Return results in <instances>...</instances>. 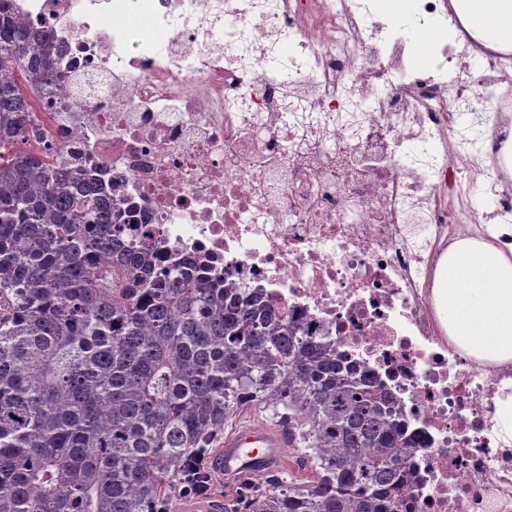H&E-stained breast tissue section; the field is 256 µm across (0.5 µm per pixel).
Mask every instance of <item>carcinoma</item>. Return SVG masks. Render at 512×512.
Segmentation results:
<instances>
[{"instance_id":"cac0c4a2","label":"carcinoma","mask_w":512,"mask_h":512,"mask_svg":"<svg viewBox=\"0 0 512 512\" xmlns=\"http://www.w3.org/2000/svg\"><path fill=\"white\" fill-rule=\"evenodd\" d=\"M44 32L0 12V512H171L246 410L288 428V477L234 512H413L401 408L253 288L153 263L47 134Z\"/></svg>"}]
</instances>
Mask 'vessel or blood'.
<instances>
[{"mask_svg": "<svg viewBox=\"0 0 512 512\" xmlns=\"http://www.w3.org/2000/svg\"><path fill=\"white\" fill-rule=\"evenodd\" d=\"M287 445L288 436L282 431L245 424L225 433L211 458V468L219 481L229 485L274 468L284 470L288 467L283 453Z\"/></svg>", "mask_w": 512, "mask_h": 512, "instance_id": "obj_1", "label": "vessel or blood"}]
</instances>
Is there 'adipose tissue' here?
Here are the masks:
<instances>
[{
	"mask_svg": "<svg viewBox=\"0 0 512 512\" xmlns=\"http://www.w3.org/2000/svg\"><path fill=\"white\" fill-rule=\"evenodd\" d=\"M465 32L487 51L512 49V0H451ZM449 339L469 357L512 363V225L488 224L455 241L435 281Z\"/></svg>",
	"mask_w": 512,
	"mask_h": 512,
	"instance_id": "ef3b65f1",
	"label": "adipose tissue"
}]
</instances>
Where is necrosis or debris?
<instances>
[{
	"label": "necrosis or debris",
	"mask_w": 512,
	"mask_h": 512,
	"mask_svg": "<svg viewBox=\"0 0 512 512\" xmlns=\"http://www.w3.org/2000/svg\"><path fill=\"white\" fill-rule=\"evenodd\" d=\"M373 2L9 0L55 45L31 129L133 209L155 263L231 273L361 362L422 438L415 512H512V364L465 356L434 298L449 245L512 218V70L457 39L419 69L448 0Z\"/></svg>",
	"instance_id": "1"
}]
</instances>
